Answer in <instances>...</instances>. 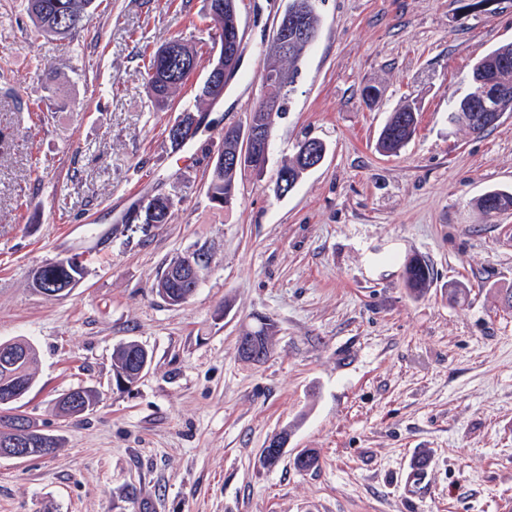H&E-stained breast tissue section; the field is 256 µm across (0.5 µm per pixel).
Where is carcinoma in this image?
I'll return each instance as SVG.
<instances>
[{
    "label": "carcinoma",
    "mask_w": 512,
    "mask_h": 512,
    "mask_svg": "<svg viewBox=\"0 0 512 512\" xmlns=\"http://www.w3.org/2000/svg\"><path fill=\"white\" fill-rule=\"evenodd\" d=\"M94 0H29L28 12L38 29L46 34L67 37L74 34L89 14ZM168 43L178 47V51L170 58L159 55V50L148 54L146 65L147 84L154 99L164 105L167 103L174 89L184 85L196 68V51L177 39H170ZM269 67H264L261 73V82L264 94L278 101L277 111L285 108V87L269 81ZM487 75L496 77L498 84L509 92V106L498 114L503 117L512 112V42L500 44L491 52L478 59L471 69V90L459 98L453 108L465 114L472 110V103L477 102L485 92L482 79ZM251 123L263 126L271 125V113L262 111V106H256L246 116L245 122L233 125V128L224 132L222 151L230 153L241 146L240 136L244 127ZM181 130L180 137L173 136V128L168 129V138L174 148L183 147L197 132L196 116L187 111L181 120L174 123V128ZM417 127V113L411 105L407 104L391 113L377 138V150L391 156L399 153L408 143ZM307 141L297 145L296 153L288 165V185L295 186L298 179L306 172V164L302 162V154ZM266 166V159L245 157L243 163L231 169L217 162L214 165L212 177L208 184L210 200L219 206H228L237 196L239 178L245 172L261 177ZM475 205L486 215L499 214L512 210V191L503 189L489 190L475 201ZM170 216V202L165 197H155L144 207V223L165 224ZM86 267L83 262L76 264L63 263L55 260L41 266L33 276V282L50 280L58 287L75 286L85 276ZM404 285L413 297L424 295L433 281V270L430 265L417 257L409 259L404 266ZM156 290L162 299L169 300V304L178 305L180 301L193 295L190 282L185 280L160 279ZM255 333L265 337L266 349L264 357L272 352L271 337L274 325L264 317L255 318L253 325L244 330L245 334ZM7 345L10 349L26 350L29 354L27 364L14 365L0 358V397L7 391L12 382L22 379L31 384L35 383L33 366L37 362L35 346L25 338H15L0 345ZM114 372L125 375L127 384L133 385L141 378L140 370L150 366L151 355L148 350L136 341L122 342L114 348L112 353Z\"/></svg>",
    "instance_id": "obj_1"
}]
</instances>
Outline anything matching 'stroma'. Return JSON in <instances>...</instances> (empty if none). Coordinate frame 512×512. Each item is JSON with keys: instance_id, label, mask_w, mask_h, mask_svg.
<instances>
[{"instance_id": "obj_1", "label": "stroma", "mask_w": 512, "mask_h": 512, "mask_svg": "<svg viewBox=\"0 0 512 512\" xmlns=\"http://www.w3.org/2000/svg\"><path fill=\"white\" fill-rule=\"evenodd\" d=\"M317 0L322 24L275 114L262 177L229 206L207 187L227 125L262 96L265 46L288 0H238L241 68L212 124L173 149L216 56L204 0H99L70 39L39 32L27 0H0V341L31 339L35 384L22 409L62 439L51 457L0 460V512H498L512 499V211L475 199L512 189V114L476 137L448 105L473 63L512 42V0ZM178 39L196 69L157 106L142 50ZM378 91L374 103L362 92ZM418 125L398 155L376 149L389 113ZM328 152L283 197L297 144ZM170 200L167 223L139 214ZM204 257L201 284L173 306L155 291L174 258ZM77 255L65 296L34 271ZM434 280L412 298L405 262ZM275 324L262 364L237 355L253 315ZM153 355L117 387L112 352ZM89 387L77 419L56 398ZM287 432L271 468L260 451ZM314 448L302 472L294 451ZM427 451L426 487L403 476ZM185 112L181 118V120L175 122L168 129V138L171 142V145L175 149H180L183 147L186 142L191 140L192 137L195 136L197 132L196 126V116L191 111H183ZM177 127L181 130L180 138L173 136V129ZM475 205L489 216L512 210V191L489 190L476 199Z\"/></svg>"}]
</instances>
